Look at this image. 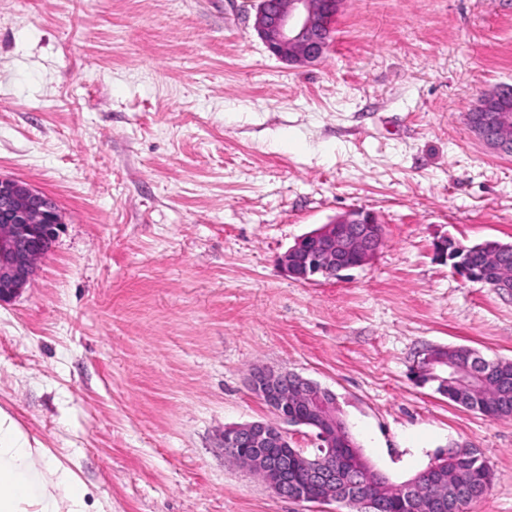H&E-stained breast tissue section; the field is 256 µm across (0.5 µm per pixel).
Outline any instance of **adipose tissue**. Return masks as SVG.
Returning <instances> with one entry per match:
<instances>
[{
	"label": "adipose tissue",
	"mask_w": 512,
	"mask_h": 512,
	"mask_svg": "<svg viewBox=\"0 0 512 512\" xmlns=\"http://www.w3.org/2000/svg\"><path fill=\"white\" fill-rule=\"evenodd\" d=\"M48 456L0 410V512H86L88 490L77 472Z\"/></svg>",
	"instance_id": "adipose-tissue-1"
}]
</instances>
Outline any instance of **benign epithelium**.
<instances>
[{
    "label": "benign epithelium",
    "mask_w": 512,
    "mask_h": 512,
    "mask_svg": "<svg viewBox=\"0 0 512 512\" xmlns=\"http://www.w3.org/2000/svg\"><path fill=\"white\" fill-rule=\"evenodd\" d=\"M343 0H259L255 7L253 29L268 51L281 61L308 67L324 59L330 48L334 20ZM504 93L497 86L482 93L465 120L469 131L488 150L504 154L512 150V121L493 111V103ZM61 225L56 200L29 183L0 176V303L20 294L33 280L38 262L49 251ZM383 245V235L375 216L361 208L351 209L328 224L299 237L280 257L279 264L292 279L314 281L318 277L336 278L352 269L345 260L352 253L360 255L358 266L369 263ZM301 384L318 415L315 431L318 447L334 445L336 433V395L320 384L300 375L258 370L251 376V389L272 409H285L296 398L290 381ZM249 439L257 448L291 447L288 430L276 426L271 430L263 422H251L224 428V447L230 448L242 439ZM299 465L320 475L324 498L339 499L372 512L374 502L368 497L353 496L336 478V468L319 455H303L293 449ZM352 461L375 483L394 490L406 498L417 478L401 484L391 483L373 470L357 448L350 449ZM252 468L278 495L283 494V481L269 452L253 456Z\"/></svg>",
    "instance_id": "1"
}]
</instances>
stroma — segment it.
Instances as JSON below:
<instances>
[{
	"instance_id": "1",
	"label": "stroma",
	"mask_w": 512,
	"mask_h": 512,
	"mask_svg": "<svg viewBox=\"0 0 512 512\" xmlns=\"http://www.w3.org/2000/svg\"><path fill=\"white\" fill-rule=\"evenodd\" d=\"M255 0H0V176L63 226L0 304V409L73 460L90 512H343L276 495L224 453L275 421L257 368L328 388L401 483L451 444L512 512V419L416 383L429 346L512 359V294L460 280L438 241L512 242V155L464 117L512 84V0H345L326 57L273 56ZM385 244L340 279L277 258L353 208Z\"/></svg>"
}]
</instances>
